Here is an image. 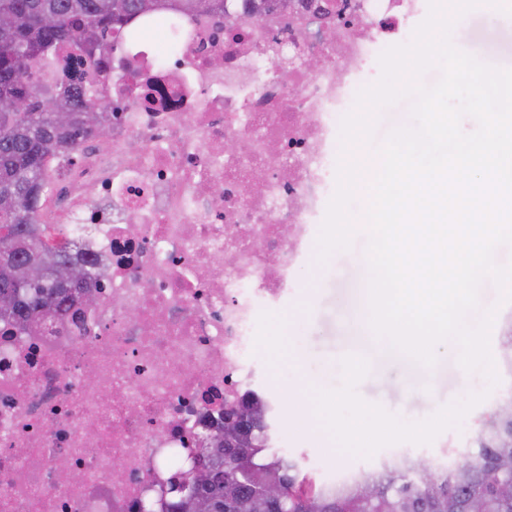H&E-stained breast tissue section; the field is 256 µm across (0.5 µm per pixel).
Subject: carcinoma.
<instances>
[{"label": "carcinoma", "instance_id": "obj_1", "mask_svg": "<svg viewBox=\"0 0 512 512\" xmlns=\"http://www.w3.org/2000/svg\"><path fill=\"white\" fill-rule=\"evenodd\" d=\"M144 8L145 0H0V15L14 18L13 27L0 29V252L11 256L9 264H0V323L29 329L61 318L81 295L92 293L88 281L97 275L94 265L76 260L56 225L39 223V207L49 157L78 153L108 105L82 84L59 94L47 79L33 82L32 71L92 60ZM47 15L54 17L51 27L43 24ZM64 263L84 269L78 287L56 285L53 270ZM32 265L44 270V278L26 284ZM511 409L512 400L496 410L498 427L480 434L461 465L406 457L350 482L317 485L296 459L261 456L268 423L257 407L251 447L236 459V471L224 473V444L211 448L214 476L203 493L227 512H252L250 503L272 482L283 485L286 498L267 504L265 512H470L474 501L485 512H512V496L502 492L512 473L501 464L512 460V447L497 443L499 436L512 437Z\"/></svg>", "mask_w": 512, "mask_h": 512}]
</instances>
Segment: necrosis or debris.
<instances>
[{"label":"necrosis or debris","instance_id":"1","mask_svg":"<svg viewBox=\"0 0 512 512\" xmlns=\"http://www.w3.org/2000/svg\"><path fill=\"white\" fill-rule=\"evenodd\" d=\"M421 2L267 0L255 20L226 0L177 13L170 61L125 28L87 67L112 103L108 149L49 158L58 198L40 221L107 276L96 305L40 333L0 324V512H164L205 425L261 397L251 357L311 252L338 115L380 47L412 37ZM63 457L80 483L59 478Z\"/></svg>","mask_w":512,"mask_h":512}]
</instances>
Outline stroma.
Instances as JSON below:
<instances>
[{
  "instance_id": "35a3bbf8",
  "label": "stroma",
  "mask_w": 512,
  "mask_h": 512,
  "mask_svg": "<svg viewBox=\"0 0 512 512\" xmlns=\"http://www.w3.org/2000/svg\"><path fill=\"white\" fill-rule=\"evenodd\" d=\"M452 42L485 63L512 68V15L479 5L457 20ZM353 242L350 249L334 252L327 263L309 257L298 272L300 288L263 321L254 356L255 383L268 387L278 408L275 432L287 437V452L301 469L324 483L405 455L443 465L463 462L496 403L512 396V372L500 365L504 339L499 327L501 320L512 317V302L500 303L494 282L482 281L480 305L497 310L498 324L491 330V351L498 362L496 386H489L482 372H465L457 363L458 347L443 343L435 348L437 363L432 372L418 371L386 356L369 341L367 325L360 318L361 289L368 271L363 246L368 239L358 235ZM348 347L356 348L369 363L357 393L403 421L423 420L471 393L482 392L486 398L460 426L443 431L431 444L399 443L369 458L341 451L316 420L311 390L302 379L310 375L325 388L341 387V360Z\"/></svg>"
}]
</instances>
